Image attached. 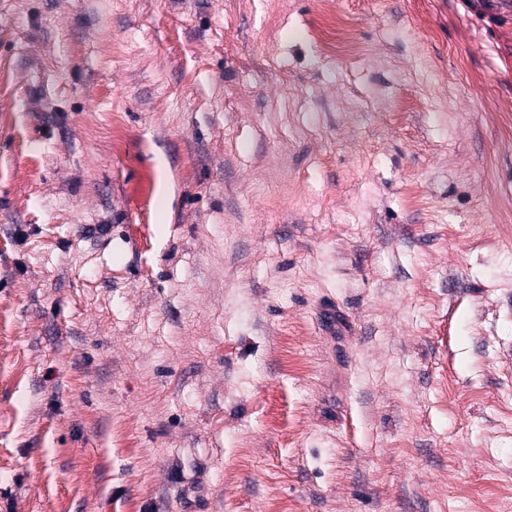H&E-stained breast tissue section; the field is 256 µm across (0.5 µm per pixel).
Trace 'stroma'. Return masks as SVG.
Returning a JSON list of instances; mask_svg holds the SVG:
<instances>
[{"label": "stroma", "mask_w": 512, "mask_h": 512, "mask_svg": "<svg viewBox=\"0 0 512 512\" xmlns=\"http://www.w3.org/2000/svg\"><path fill=\"white\" fill-rule=\"evenodd\" d=\"M0 512H512V0H0Z\"/></svg>", "instance_id": "35a3bbf8"}]
</instances>
